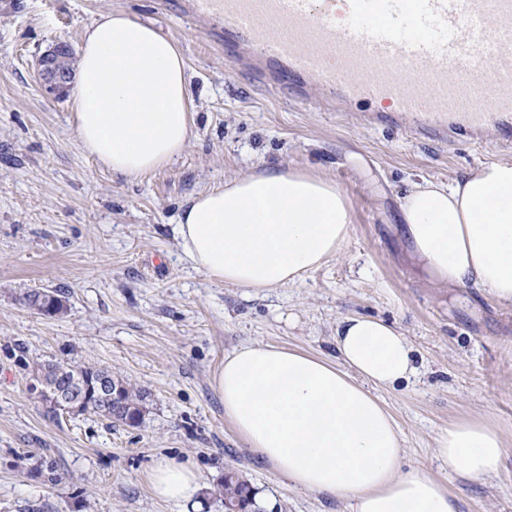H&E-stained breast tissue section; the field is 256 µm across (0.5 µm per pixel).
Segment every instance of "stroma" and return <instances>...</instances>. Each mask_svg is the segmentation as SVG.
<instances>
[{
    "instance_id": "35a3bbf8",
    "label": "stroma",
    "mask_w": 512,
    "mask_h": 512,
    "mask_svg": "<svg viewBox=\"0 0 512 512\" xmlns=\"http://www.w3.org/2000/svg\"><path fill=\"white\" fill-rule=\"evenodd\" d=\"M180 0H0V512H224L214 489L236 470L264 512H348L347 503L292 485L247 448L224 418L214 377L247 344L336 355L346 317L383 320L407 336L417 374L379 390L404 435L403 469L445 485L457 512H512V307L473 286H439L411 256L396 216L412 183L450 180L499 158L493 143L412 140L394 125L362 126L287 92H272L181 18ZM153 22L180 46L193 137L167 168L127 178L80 150L72 95L45 93L38 58L79 48L109 11ZM259 166L326 177L352 222L340 255L294 285L250 290L218 282L183 256L175 227L196 193ZM33 289L63 292L49 317L24 305ZM57 359L111 370L145 388L142 423L50 413L31 364ZM482 417L507 449L491 480L440 466L437 434ZM66 476L31 477L28 456ZM191 461L197 504L153 496L160 458Z\"/></svg>"
}]
</instances>
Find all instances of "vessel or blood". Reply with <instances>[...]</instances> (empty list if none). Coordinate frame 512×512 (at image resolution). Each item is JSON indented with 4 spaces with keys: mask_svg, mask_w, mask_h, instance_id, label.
<instances>
[{
    "mask_svg": "<svg viewBox=\"0 0 512 512\" xmlns=\"http://www.w3.org/2000/svg\"><path fill=\"white\" fill-rule=\"evenodd\" d=\"M223 26L224 48L293 100L372 106L367 122L406 117L413 139L512 149V0H185Z\"/></svg>",
    "mask_w": 512,
    "mask_h": 512,
    "instance_id": "vessel-or-blood-1",
    "label": "vessel or blood"
}]
</instances>
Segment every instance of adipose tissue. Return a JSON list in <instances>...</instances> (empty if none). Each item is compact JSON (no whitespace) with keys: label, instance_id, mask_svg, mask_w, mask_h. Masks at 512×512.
<instances>
[{"label":"adipose tissue","instance_id":"adipose-tissue-1","mask_svg":"<svg viewBox=\"0 0 512 512\" xmlns=\"http://www.w3.org/2000/svg\"><path fill=\"white\" fill-rule=\"evenodd\" d=\"M81 85L73 101L80 148L113 173L137 177L169 166L192 136L183 54L153 23L124 12L86 28ZM400 224L436 282L487 290L512 305V156L448 182L422 180L403 196ZM351 222L347 195L326 178L264 167L204 190L184 206L179 245L209 277L239 288H281L340 254ZM335 359L249 344L224 358L215 389L224 416L295 487L344 499L350 512H455L420 468L402 470L403 434L376 394L414 372L406 336L375 318L336 328ZM503 435L481 418L449 424L435 456L478 480L497 472ZM153 493L184 503L200 476L166 459L149 475Z\"/></svg>","mask_w":512,"mask_h":512}]
</instances>
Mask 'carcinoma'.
<instances>
[{"label":"carcinoma","mask_w":512,"mask_h":512,"mask_svg":"<svg viewBox=\"0 0 512 512\" xmlns=\"http://www.w3.org/2000/svg\"><path fill=\"white\" fill-rule=\"evenodd\" d=\"M24 303L46 316L61 315L67 311V306L59 294L48 290H35L23 295ZM105 374L109 377L114 393L118 395L121 411L113 413L102 410L101 404L94 400L85 403L79 413L92 412L113 423H121L130 427L140 424L149 397L147 390L137 388L127 380L115 376L111 371L90 365H71L67 362L44 361L37 362L32 367L33 379L40 386V397L49 405L53 414L69 412V401L74 389L89 383L98 376ZM34 476L48 475V480L59 484L64 475L57 472L53 465H44L38 461L30 468ZM215 492L224 501V512H257L254 490L241 476L230 470L224 474L222 481L217 484Z\"/></svg>","instance_id":"obj_1"}]
</instances>
